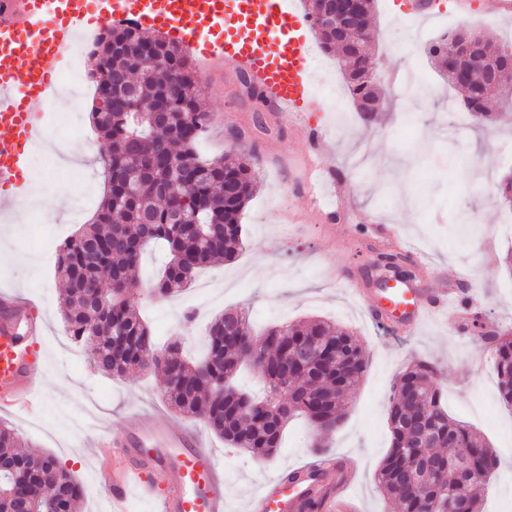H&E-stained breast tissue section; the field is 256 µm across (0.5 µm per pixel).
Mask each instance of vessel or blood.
<instances>
[{"label": "vessel or blood", "instance_id": "obj_1", "mask_svg": "<svg viewBox=\"0 0 512 512\" xmlns=\"http://www.w3.org/2000/svg\"><path fill=\"white\" fill-rule=\"evenodd\" d=\"M117 18L190 45L207 72L233 63L285 115L314 97L308 22L294 0H0V211L25 200L28 153L44 136L42 119L76 36ZM427 294L396 286L372 296L366 310L381 323L398 315L400 330L411 333L428 314L467 307L452 288L430 304ZM42 336L43 324L30 307L0 299V410L36 412ZM93 448L123 466L119 476L105 466L98 473L97 490L113 512H125L133 486L156 512H224L221 460L193 427L162 425L143 414L122 440L103 436ZM328 476L326 465L308 462L293 479L266 482L250 512H301Z\"/></svg>", "mask_w": 512, "mask_h": 512}]
</instances>
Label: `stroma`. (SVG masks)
I'll use <instances>...</instances> for the list:
<instances>
[{"mask_svg":"<svg viewBox=\"0 0 512 512\" xmlns=\"http://www.w3.org/2000/svg\"><path fill=\"white\" fill-rule=\"evenodd\" d=\"M454 3L433 0L432 18L420 21L413 15V0H377L372 59L383 95L377 121L367 126L351 100H344L343 114L329 111V99L344 92L345 81L336 56L321 48H314L311 61L316 105L292 123L272 105L247 99L233 67L217 72L202 91L211 124L195 149L203 160L255 156L258 191L241 214L242 250L234 261L198 273L196 285L163 299L149 297L144 289L164 261L160 250H149L141 265L143 286L133 294L159 341L183 338L194 355L204 350L206 323L230 306L245 313L254 335L272 324L319 317L352 331L366 349L367 369L327 445L351 465L347 492L358 512H400L380 489L375 472L390 445L392 379L414 358L437 367L449 414L480 432L500 456L499 472L483 492L482 512H512V407L500 400L495 360L477 331L431 319L402 337L374 324L349 289L384 247L366 220L374 214L397 225L403 242L429 260L430 271L418 277L422 287L443 288L439 269L455 270L459 288L475 296L486 320L512 330V268L503 262L512 252V236L498 232L512 220L498 203V184L512 174V160L504 157L512 151V92L492 98L489 120L470 127L453 104L455 90L424 53L430 41L457 28L478 33L493 46L512 44V22L487 17L482 0H471L473 11L462 18ZM414 63L421 76L406 98L399 80ZM92 100L88 84L72 96L80 125L61 135L70 150L101 141L89 112ZM311 127L320 131L330 153L331 191L348 197V208L314 199L315 152L305 136ZM30 173L44 192L65 193L69 220L40 222L35 211L25 209L9 238L0 237V292L26 298L45 320L42 410L5 415L0 422L70 470L86 490L83 512H102L92 440L103 433L121 439L126 423L144 410L163 421L175 413L161 396V373L111 378L95 369L88 349L74 342L62 322L63 282L55 266L33 260L36 251L59 248L89 222L104 191L101 173H91L88 198L77 196L72 168L34 165ZM188 311L197 316L194 324L183 319ZM315 440L303 420L292 421L275 459L262 463L211 437L224 462L225 512H246L270 476L311 459Z\"/></svg>","mask_w":512,"mask_h":512,"instance_id":"stroma-1","label":"stroma"}]
</instances>
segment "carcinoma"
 Listing matches in <instances>:
<instances>
[{"label": "carcinoma", "instance_id": "1", "mask_svg": "<svg viewBox=\"0 0 512 512\" xmlns=\"http://www.w3.org/2000/svg\"><path fill=\"white\" fill-rule=\"evenodd\" d=\"M311 28L320 47L338 56L357 112L370 123L376 95L366 79L368 23L341 42L314 23ZM467 36L464 30L444 34L425 46V54L441 65L439 50ZM476 51L496 64L512 59L506 47L493 52L481 43ZM89 61L99 102L92 118L108 145V188L94 222L58 251L56 268L65 282L60 314L69 335L94 352L95 367L106 375L160 370L162 396L173 411L202 418L229 447L261 462L274 460L283 428L296 415L304 416L318 436L334 432L367 367L360 342L345 328L323 320L275 326L250 355L239 343L251 337L246 317L227 309L208 327L203 358H187L176 341L163 354L156 348L130 302L131 290L140 284L143 253L155 243L168 250L162 275L148 284L158 297L189 287L206 266L234 260L242 245L240 214L257 183L246 162L196 156L195 143L210 116L176 43L112 27L97 36ZM452 87L460 111L477 122L486 119L485 101L471 98L465 86ZM387 259L386 267L418 275L408 256L394 252ZM319 336L342 348L345 366L327 361L313 368L287 365L286 348ZM484 340L494 353L500 398L512 406V331ZM159 353L161 362L155 360ZM248 357L267 389H286L288 401L273 412L269 398L255 399L231 383ZM436 373L432 363L419 359L396 376L388 406L391 446L376 471L377 482L401 512H443L449 487L461 490L463 512H479L472 473L496 472L499 459L480 435L448 414ZM404 389L418 398L402 397ZM21 447L17 433L1 424L0 512H18V494L27 496L29 512H79L83 489L70 471L51 454ZM429 458L439 463L434 484L413 467Z\"/></svg>", "mask_w": 512, "mask_h": 512}]
</instances>
